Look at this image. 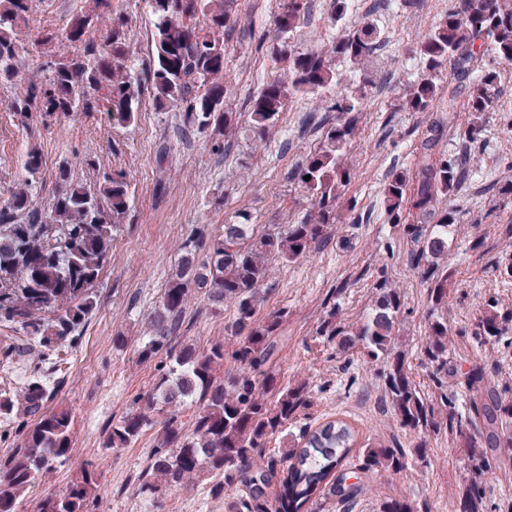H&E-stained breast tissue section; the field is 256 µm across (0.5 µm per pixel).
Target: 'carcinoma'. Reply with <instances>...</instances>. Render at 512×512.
Returning <instances> with one entry per match:
<instances>
[{"label": "carcinoma", "mask_w": 512, "mask_h": 512, "mask_svg": "<svg viewBox=\"0 0 512 512\" xmlns=\"http://www.w3.org/2000/svg\"><path fill=\"white\" fill-rule=\"evenodd\" d=\"M151 17L154 56L136 72L128 21L112 13V0H93V6L73 17L62 29L32 34V0H0V84L19 78V65L33 48L47 49L58 40L75 45L68 55H49L44 77L30 81L10 110L23 117L35 112L44 121L81 112H106L112 126L134 124L141 105V86H150L158 111L185 107L184 123L198 133L232 127L233 113L225 111L234 89L224 80L226 49L247 33V21L236 0H145ZM311 0H284L272 21L276 52L288 63V79L262 84L250 101L251 121L241 128L243 138L262 142L278 126L285 102L320 97L332 91L323 112L306 115V122L323 130L321 146L288 168V181L310 200V209L293 224L249 223L248 216L224 225V235L211 238L202 231L191 236L176 273L167 282L158 307L147 315L149 335L138 344L144 361H157L149 394L112 421L103 447L121 451L162 424L163 437L139 476L138 492L160 499L183 485L193 474L209 478L208 495L224 500V512H320L322 501L335 497L352 503L363 491L348 482L346 459L357 444L350 425L331 420L316 429L300 431L298 442L282 454L268 451L277 437H287L299 412L309 402L304 382L281 378L276 358L288 341L285 314L260 315L264 285L273 261L304 258L312 245L326 237L339 218L337 201L350 185L342 165L353 133L349 115L363 111V96L335 90L342 82L335 63L349 66L363 85L372 83L374 63L387 42L377 19L394 0H374L354 31L338 32L320 50L298 46L300 20L310 13ZM349 0H329L328 22L342 25ZM110 23L99 37L100 19ZM417 70L403 85V101L411 112L429 113L413 144V168L391 167L381 189L386 221L402 227L414 245L411 263L427 285V312L421 352L429 377L440 390L456 376L448 356V278L452 271L442 260L457 220L451 196L474 173L467 157L484 144L483 125L455 123L457 96L468 91L466 111H494L501 71L483 64L491 55L512 65V0H448L438 20L416 41ZM448 72V117L430 114L437 100L439 75ZM336 113L331 119L330 113ZM454 135V152L443 149ZM43 161L31 149L23 160L24 178L0 201V323L18 332L0 342L11 352L38 347L55 355L75 346L97 306L93 286L108 263L112 234L131 207L130 180L123 170L103 173L90 189L72 180L62 165L60 191L49 209L34 202ZM310 179H305V176ZM203 289L204 310L211 315L234 308L224 341L206 348L178 345L177 333L187 307L186 282ZM400 295L377 284V298L355 331L336 322V305L316 334L339 353L359 350L381 364L380 376L400 427L421 434L441 430L466 447L471 481L459 493L453 512H488L485 476L512 465V397L481 367L467 373L472 392L461 401L441 393L446 415L416 384L405 357L395 352L402 314ZM477 346L512 335V310L501 312L493 303L465 329ZM224 367V376L216 368ZM52 370L38 360L27 381L13 394L0 391V419L33 423L21 431L20 444L0 459V512H20L21 494L43 472L63 468L73 457L72 420L67 411H46L53 387ZM193 410L190 428L180 420ZM409 464L406 450L371 446L364 470L399 473ZM81 477L60 493L38 503L47 512H93L89 496L99 474L84 461ZM282 487L271 499L273 484Z\"/></svg>", "instance_id": "obj_1"}]
</instances>
